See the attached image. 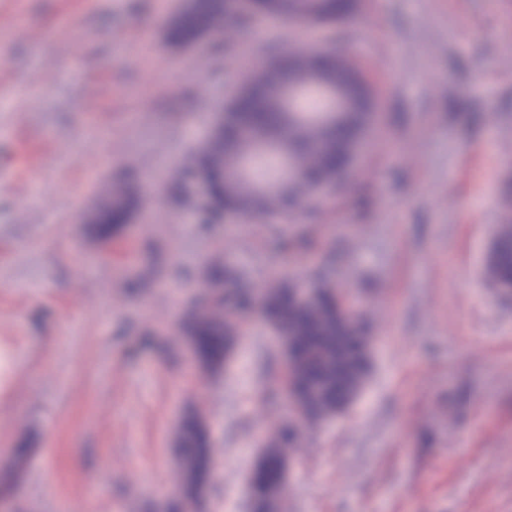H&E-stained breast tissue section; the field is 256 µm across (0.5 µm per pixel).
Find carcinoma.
Returning <instances> with one entry per match:
<instances>
[{
	"label": "carcinoma",
	"mask_w": 512,
	"mask_h": 512,
	"mask_svg": "<svg viewBox=\"0 0 512 512\" xmlns=\"http://www.w3.org/2000/svg\"><path fill=\"white\" fill-rule=\"evenodd\" d=\"M358 8L356 0H249L242 8L233 0H189L171 21L168 36L174 43L189 45L205 37L216 22L229 15L237 20H253L261 15H290L303 18L318 13L331 22L343 21ZM351 65L328 53L313 63L302 65L289 54L278 51L257 62L252 78H273L286 83L304 72H311L331 84H341L349 76ZM245 101L260 112L254 133L272 141L274 147L259 150L253 139L223 134L206 149L194 153L189 167L194 173L214 176L224 172V189L220 200L235 212L249 213L256 205L268 214L290 217L287 200L306 198L311 210L318 204L312 188L328 185L329 191L343 186L350 172L348 130L342 127L347 117L336 119L334 131L326 122L311 123L306 116L323 108L318 100L290 112L278 101L248 89L231 94L226 102L224 128L237 120L235 112ZM136 207V198L119 188L112 196V208L100 213L99 236L111 240L112 230L123 223ZM488 276L500 289L512 284V237L495 236L488 258ZM205 277L224 290L212 293L206 307L193 303L185 314L183 329L193 348L198 366L206 372L224 368L234 352L238 330L231 327L223 311L249 313L251 294L234 288L237 272L217 261ZM322 308L318 311H293L290 307L291 286L279 283L266 293L264 315L270 328L292 336L298 343L301 359L285 364L284 392L288 394L290 412L303 413L313 422L336 412V398L346 403L365 387L370 370V356L345 326L347 298L333 293L328 281L320 283ZM293 433L285 430L262 444L253 468L257 494L256 512H277L284 490L286 463L282 449L292 444ZM176 448L181 497L168 506V512H185L198 508L206 497L212 470V439L208 424L195 412L185 414L177 428Z\"/></svg>",
	"instance_id": "carcinoma-1"
}]
</instances>
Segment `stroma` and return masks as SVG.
Wrapping results in <instances>:
<instances>
[{
	"instance_id": "1",
	"label": "stroma",
	"mask_w": 512,
	"mask_h": 512,
	"mask_svg": "<svg viewBox=\"0 0 512 512\" xmlns=\"http://www.w3.org/2000/svg\"><path fill=\"white\" fill-rule=\"evenodd\" d=\"M182 2L0 0V480L28 451L9 512H160L190 409L214 448L200 512H250L282 363L251 317L227 367L199 369L176 325L214 261L255 293L329 278L376 336L365 388L295 448L284 512H512V295L485 274L512 197V0H359L221 49L168 41ZM297 38L371 80L366 149L306 219L198 223L172 173L240 47ZM119 179L139 205L104 242L84 215Z\"/></svg>"
}]
</instances>
